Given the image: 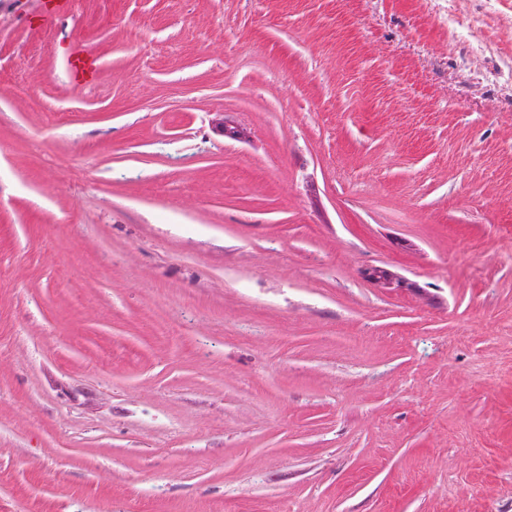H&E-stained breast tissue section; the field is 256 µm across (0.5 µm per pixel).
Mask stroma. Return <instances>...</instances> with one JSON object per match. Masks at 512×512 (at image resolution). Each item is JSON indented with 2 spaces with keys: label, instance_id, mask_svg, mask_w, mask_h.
I'll return each instance as SVG.
<instances>
[{
  "label": "stroma",
  "instance_id": "stroma-1",
  "mask_svg": "<svg viewBox=\"0 0 512 512\" xmlns=\"http://www.w3.org/2000/svg\"><path fill=\"white\" fill-rule=\"evenodd\" d=\"M56 2L0 0V512H512V0Z\"/></svg>",
  "mask_w": 512,
  "mask_h": 512
}]
</instances>
